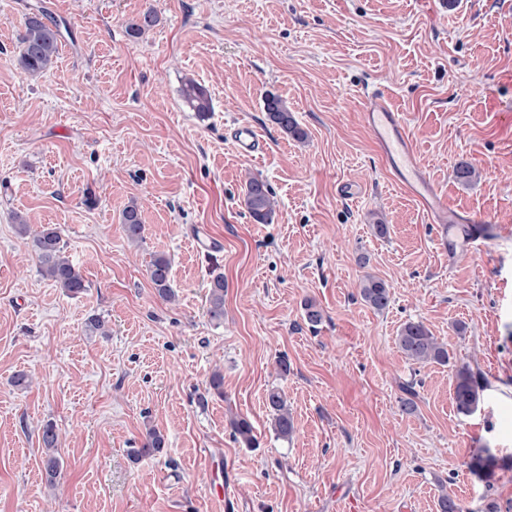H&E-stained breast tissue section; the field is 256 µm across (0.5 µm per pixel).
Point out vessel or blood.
Returning <instances> with one entry per match:
<instances>
[{"mask_svg": "<svg viewBox=\"0 0 512 512\" xmlns=\"http://www.w3.org/2000/svg\"><path fill=\"white\" fill-rule=\"evenodd\" d=\"M365 121L402 185L425 204L440 228L441 238H448L461 219L448 211L441 196L427 181L399 113L389 108L383 96L373 93L367 97ZM231 138L243 155L252 156L262 149V139L251 124H237Z\"/></svg>", "mask_w": 512, "mask_h": 512, "instance_id": "obj_1", "label": "vessel or blood"}]
</instances>
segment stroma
<instances>
[{
    "label": "stroma",
    "instance_id": "1",
    "mask_svg": "<svg viewBox=\"0 0 512 512\" xmlns=\"http://www.w3.org/2000/svg\"><path fill=\"white\" fill-rule=\"evenodd\" d=\"M36 6L66 28L53 67L30 78L17 39ZM148 10L156 24L128 36ZM189 78L210 112L185 102ZM372 91L449 211L512 228V0H0V512H223L220 496L230 512H438L444 492L466 512H512V404L488 393L469 416L453 404L455 366L512 384V237L442 251L365 122ZM269 93L306 141L267 121ZM240 122L261 135L254 156L233 144ZM251 177L273 193V223L247 212ZM132 201L138 243L121 224ZM17 213L59 232L86 291L43 277ZM157 255L175 301L148 276ZM368 274L388 283L386 310L361 300ZM219 275L220 323L206 304ZM308 299L323 310L314 328ZM93 315L109 335L88 330ZM408 321L447 344L448 365L404 357ZM20 371L28 388L10 382ZM272 387L292 413L287 439ZM234 417L254 446L234 439ZM152 427L164 451L131 461ZM482 448L487 479L468 468ZM266 405L272 411V426L275 433L287 439L293 433L294 423L288 412L285 397L278 388H270L266 396ZM60 435L52 422L46 423L41 429V443L45 450L44 478L48 485L53 486L61 475L62 463L56 455Z\"/></svg>",
    "mask_w": 512,
    "mask_h": 512
}]
</instances>
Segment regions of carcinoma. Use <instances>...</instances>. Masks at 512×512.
Listing matches in <instances>:
<instances>
[{
	"instance_id": "carcinoma-1",
	"label": "carcinoma",
	"mask_w": 512,
	"mask_h": 512,
	"mask_svg": "<svg viewBox=\"0 0 512 512\" xmlns=\"http://www.w3.org/2000/svg\"><path fill=\"white\" fill-rule=\"evenodd\" d=\"M157 22L155 13L144 12L139 19L129 23L127 31L130 36L138 37L145 29ZM62 31L59 24L50 19L45 10L38 8L28 12L23 18L22 32L19 36V53L16 58L21 73L28 77H37L52 66L59 54ZM183 96L187 103L197 112L210 111V99L205 88L188 80L183 86ZM264 109L268 121L291 137L302 140L304 130L299 126L288 104L275 94L265 97ZM244 204L250 216L259 224L273 222L276 210L272 192L268 184L258 178H251L246 184ZM121 223L125 235L130 240L142 238L144 225L137 206L128 205L122 211ZM38 255L43 276L71 296L84 292L86 281L80 272L64 255L59 233L47 227L32 239ZM150 280L158 296L171 301L175 292L171 285V262L163 256H156L149 266ZM363 301L377 311L386 309L390 303L391 292L387 283L378 277L369 276L360 284ZM207 313L214 321L224 319V278L217 276L210 284L207 297ZM397 342L404 356L415 364L446 365L450 361L448 348L441 343L422 322L405 323L397 336ZM484 386L478 375L467 364H462L454 373V402L457 413L468 416L474 413L481 402ZM266 405L272 411V426L275 433L286 439L293 433L294 423L288 412V405L282 392L273 387L268 390ZM235 439L250 447L255 443L253 427L245 418L231 422ZM60 435L56 426L48 422L41 429V443L45 450L44 478L49 485H54L61 475L62 463L56 455ZM165 447L164 435L153 429L148 432L141 447L131 451L135 461L160 453Z\"/></svg>"
}]
</instances>
